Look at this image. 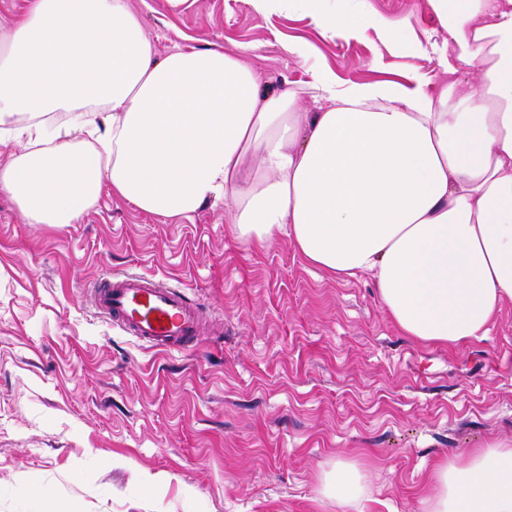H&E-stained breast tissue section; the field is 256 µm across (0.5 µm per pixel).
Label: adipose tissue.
<instances>
[{"instance_id": "adipose-tissue-1", "label": "adipose tissue", "mask_w": 512, "mask_h": 512, "mask_svg": "<svg viewBox=\"0 0 512 512\" xmlns=\"http://www.w3.org/2000/svg\"><path fill=\"white\" fill-rule=\"evenodd\" d=\"M302 0L333 37L365 0ZM447 83L340 82L312 70L314 111L264 94L238 56L156 58L128 0H28L0 28V193L32 224H71L103 189L160 217L223 200L238 240L286 235L337 279L369 275L405 335L459 345L512 300V0H428ZM337 512L364 496L337 464ZM422 512H512V444L439 461Z\"/></svg>"}]
</instances>
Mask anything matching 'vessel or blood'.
Instances as JSON below:
<instances>
[{"instance_id": "obj_1", "label": "vessel or blood", "mask_w": 512, "mask_h": 512, "mask_svg": "<svg viewBox=\"0 0 512 512\" xmlns=\"http://www.w3.org/2000/svg\"><path fill=\"white\" fill-rule=\"evenodd\" d=\"M91 304L136 339L163 349L195 343L200 311L178 289L134 274H114L95 284Z\"/></svg>"}]
</instances>
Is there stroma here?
Listing matches in <instances>:
<instances>
[{"instance_id": "35a3bbf8", "label": "stroma", "mask_w": 512, "mask_h": 512, "mask_svg": "<svg viewBox=\"0 0 512 512\" xmlns=\"http://www.w3.org/2000/svg\"><path fill=\"white\" fill-rule=\"evenodd\" d=\"M128 2L157 57L238 55L261 92L291 90L308 112L314 66L356 83L420 75L433 92L448 81L409 50L435 26L427 0H366L399 50L371 28L329 37L297 4ZM111 272L185 288L203 316L195 346L155 349L98 314L87 290ZM511 442L512 301L484 336L424 344L370 277L332 279L283 235L235 239L223 201L164 218L106 191L57 225L27 223L0 194V512H336L321 478L340 462L365 474L356 512H420L437 460Z\"/></svg>"}]
</instances>
